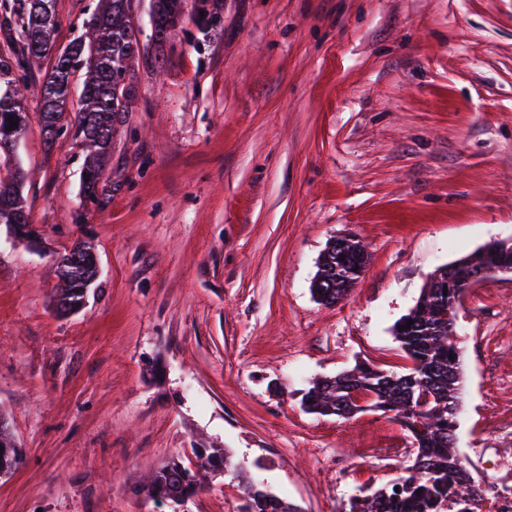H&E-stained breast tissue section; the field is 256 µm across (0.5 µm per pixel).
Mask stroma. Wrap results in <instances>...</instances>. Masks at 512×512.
<instances>
[{
  "mask_svg": "<svg viewBox=\"0 0 512 512\" xmlns=\"http://www.w3.org/2000/svg\"><path fill=\"white\" fill-rule=\"evenodd\" d=\"M97 0H56L57 48ZM186 5L163 44L152 2L97 202L84 151L46 143L33 63L13 159L42 244L0 224V411L25 451L0 512H238L239 476L329 512L402 477L376 451L413 439L391 415L306 412L313 381L367 361L405 372L394 324L438 267L512 241V0H223ZM370 261L333 307L311 293L338 237ZM95 247L84 306L55 314V260ZM458 446L493 444L512 398V274L468 293ZM231 456L180 504L138 497L146 466Z\"/></svg>",
  "mask_w": 512,
  "mask_h": 512,
  "instance_id": "stroma-1",
  "label": "stroma"
}]
</instances>
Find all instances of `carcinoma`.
<instances>
[{
	"mask_svg": "<svg viewBox=\"0 0 512 512\" xmlns=\"http://www.w3.org/2000/svg\"><path fill=\"white\" fill-rule=\"evenodd\" d=\"M135 0H100L85 31L54 61L42 83V131L51 143L75 124L86 152L82 172L84 197L94 202L102 178L105 158L110 154L114 118L128 111L129 92L115 84V76L133 69L141 54L138 30L133 21ZM204 20L211 29L220 27L217 0H200ZM55 0H0V151L18 142L26 132L22 108L23 91L32 76L35 58L52 53ZM183 0H154L153 40L161 44L179 24ZM85 70L84 95L75 116L68 113L67 99L72 71ZM17 126L9 129V117ZM25 172L14 164L0 177V224L29 225L24 197ZM369 253L359 240L341 248L328 245L312 282L314 298L333 306L345 298L367 266ZM512 271V243L497 241L446 265L439 279L425 284L416 305L393 326L402 350L411 360L404 374L385 372L361 362L333 378L316 380L302 398L303 407L315 414L353 416L364 408L352 393L369 397L367 408L393 414L412 436L419 449L414 463L401 478V497L392 500L381 489L370 496H357L348 512H443L448 496L463 497L468 484L454 478L458 458L455 450L456 413L460 404V355L452 344L458 293L471 278L491 277ZM59 279L53 308L60 317L77 311L88 286L97 276L92 247L75 246L57 263ZM410 328L403 329L407 322ZM0 476L12 473L21 463L15 440L0 414ZM198 468L184 462L149 469L137 493L159 503L180 502L203 487V479H215L230 467L228 456L218 451L203 454ZM240 512H301L299 506L241 479Z\"/></svg>",
	"mask_w": 512,
	"mask_h": 512,
	"instance_id": "obj_1",
	"label": "carcinoma"
}]
</instances>
